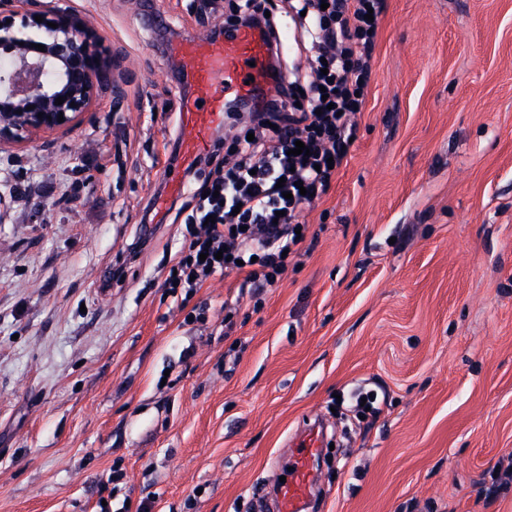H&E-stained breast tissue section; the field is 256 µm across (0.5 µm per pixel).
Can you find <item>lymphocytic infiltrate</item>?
Masks as SVG:
<instances>
[{
    "mask_svg": "<svg viewBox=\"0 0 512 512\" xmlns=\"http://www.w3.org/2000/svg\"><path fill=\"white\" fill-rule=\"evenodd\" d=\"M199 2L204 11L223 7L229 25L259 29L271 41L289 17L296 37L311 43L312 74L286 79L278 102L258 94L229 100L236 134H216L209 151L187 167V176L200 182L179 208L190 240L165 278L166 286H178L173 301L180 307L217 274L239 275L243 287L257 293L275 287L289 259L301 256L300 213L329 193L336 167L348 156L387 10V0ZM299 141L306 154H294ZM299 182L305 194L296 193ZM222 249L223 259L217 256Z\"/></svg>",
    "mask_w": 512,
    "mask_h": 512,
    "instance_id": "lymphocytic-infiltrate-1",
    "label": "lymphocytic infiltrate"
}]
</instances>
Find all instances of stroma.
<instances>
[{
	"instance_id": "obj_1",
	"label": "stroma",
	"mask_w": 512,
	"mask_h": 512,
	"mask_svg": "<svg viewBox=\"0 0 512 512\" xmlns=\"http://www.w3.org/2000/svg\"><path fill=\"white\" fill-rule=\"evenodd\" d=\"M112 57L87 111L0 140V512H259L290 436L364 389L319 512H512V0H387L315 245L253 300L164 265L191 0H56ZM144 241L121 277L110 271ZM232 329H225V320Z\"/></svg>"
}]
</instances>
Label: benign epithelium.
Returning a JSON list of instances; mask_svg holds the SVG:
<instances>
[{
	"mask_svg": "<svg viewBox=\"0 0 512 512\" xmlns=\"http://www.w3.org/2000/svg\"><path fill=\"white\" fill-rule=\"evenodd\" d=\"M107 77L97 43L50 0H0V138L69 121Z\"/></svg>",
	"mask_w": 512,
	"mask_h": 512,
	"instance_id": "1",
	"label": "benign epithelium"
}]
</instances>
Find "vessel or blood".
Instances as JSON below:
<instances>
[{
	"instance_id": "obj_1",
	"label": "vessel or blood",
	"mask_w": 512,
	"mask_h": 512,
	"mask_svg": "<svg viewBox=\"0 0 512 512\" xmlns=\"http://www.w3.org/2000/svg\"><path fill=\"white\" fill-rule=\"evenodd\" d=\"M270 47L257 30L228 29L213 17L208 30L171 40L163 59L177 60L188 88L178 134L181 157L192 163L206 149L214 129L224 125V104L259 88L267 98H280L282 81L267 72ZM325 431L314 423L295 434L272 481L274 512H311L319 478Z\"/></svg>"
}]
</instances>
